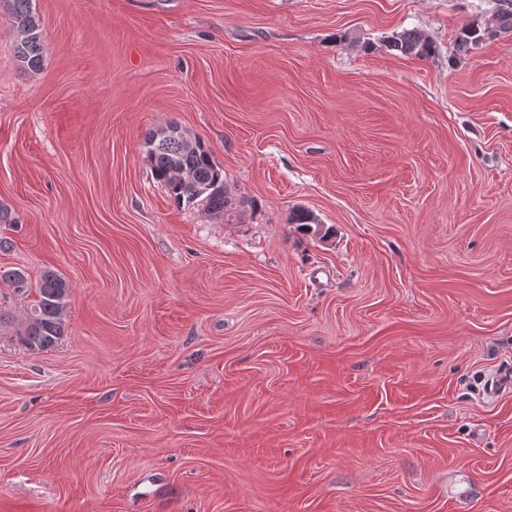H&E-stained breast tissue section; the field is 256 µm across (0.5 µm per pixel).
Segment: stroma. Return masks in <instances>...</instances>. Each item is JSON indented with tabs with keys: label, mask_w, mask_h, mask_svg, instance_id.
<instances>
[{
	"label": "stroma",
	"mask_w": 512,
	"mask_h": 512,
	"mask_svg": "<svg viewBox=\"0 0 512 512\" xmlns=\"http://www.w3.org/2000/svg\"><path fill=\"white\" fill-rule=\"evenodd\" d=\"M35 3L0 268L71 290L34 353L0 282V512H512V31L457 49L500 0ZM170 123L236 220L155 179ZM388 47L402 56H414L418 59H428L435 52L433 42L417 30L402 32L389 42Z\"/></svg>",
	"instance_id": "1"
}]
</instances>
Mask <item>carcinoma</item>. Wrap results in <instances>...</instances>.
Returning <instances> with one entry per match:
<instances>
[{
	"label": "carcinoma",
	"instance_id": "cac0c4a2",
	"mask_svg": "<svg viewBox=\"0 0 512 512\" xmlns=\"http://www.w3.org/2000/svg\"><path fill=\"white\" fill-rule=\"evenodd\" d=\"M17 32L14 52L30 70L42 67L43 31L33 0H0ZM512 30V0H501L494 23L483 29L467 26L458 37V50L465 52L497 33ZM389 48L402 56L428 59L434 52L433 42L417 30L404 31L389 42ZM178 126L168 124L149 133L145 139L147 154L156 180L163 183L177 206H200L210 214L230 219L234 216V198L224 184V173L201 144L186 147L177 133ZM10 283L17 293H27L28 277L19 269L0 271V281ZM36 300L31 305L25 327L19 336L32 351L55 345L63 333L64 317L70 298V285L52 269L42 272L36 286Z\"/></svg>",
	"mask_w": 512,
	"mask_h": 512
}]
</instances>
